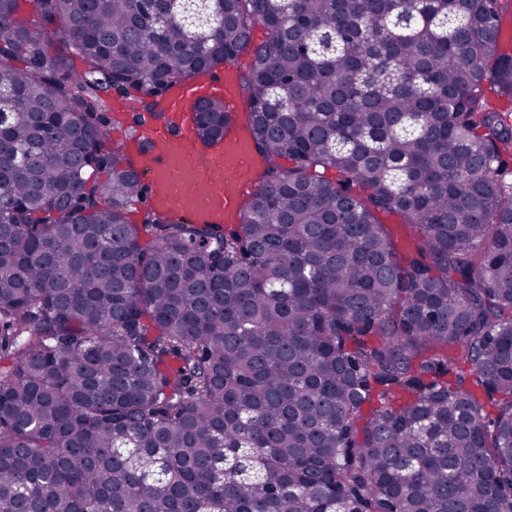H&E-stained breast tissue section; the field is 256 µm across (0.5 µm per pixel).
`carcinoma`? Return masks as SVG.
<instances>
[{
    "instance_id": "1",
    "label": "carcinoma",
    "mask_w": 512,
    "mask_h": 512,
    "mask_svg": "<svg viewBox=\"0 0 512 512\" xmlns=\"http://www.w3.org/2000/svg\"><path fill=\"white\" fill-rule=\"evenodd\" d=\"M21 2L0 0V512H512L498 0H214L196 28L182 0H29L35 31ZM249 47L239 222L172 219L108 147L107 93L159 121ZM198 105L224 144L238 113Z\"/></svg>"
}]
</instances>
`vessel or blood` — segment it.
<instances>
[{
    "label": "vessel or blood",
    "mask_w": 512,
    "mask_h": 512,
    "mask_svg": "<svg viewBox=\"0 0 512 512\" xmlns=\"http://www.w3.org/2000/svg\"><path fill=\"white\" fill-rule=\"evenodd\" d=\"M235 84L234 71L227 69L176 87L165 102L170 123L122 142L124 151L141 160L137 175L155 209L194 220L226 221L238 214L254 173L249 140L242 136L225 141L223 150L213 154L201 151L185 115L188 103L211 97L236 109Z\"/></svg>",
    "instance_id": "b4317fda"
}]
</instances>
